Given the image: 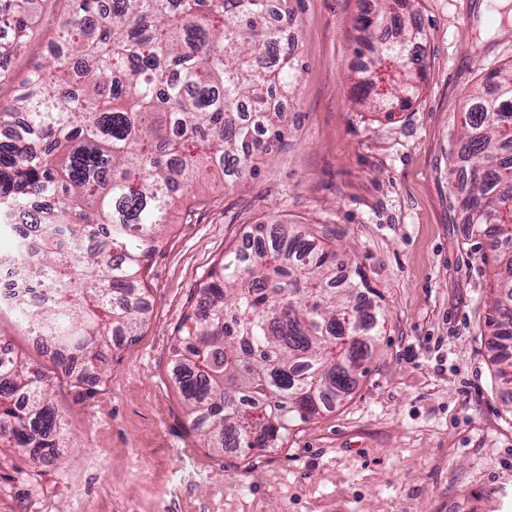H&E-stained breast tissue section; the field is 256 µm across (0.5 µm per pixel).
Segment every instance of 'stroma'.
Listing matches in <instances>:
<instances>
[{"mask_svg":"<svg viewBox=\"0 0 512 512\" xmlns=\"http://www.w3.org/2000/svg\"><path fill=\"white\" fill-rule=\"evenodd\" d=\"M483 0H411L421 91L392 114L359 104L356 29L373 0H288L299 33L285 137L256 175L199 192L170 215L148 261L145 322L118 341L92 394L74 389L0 307V339L41 368L69 443L38 461L0 446V512H512V388L492 362V259L449 171L461 107L512 67V21ZM67 0H34L37 34L12 56L0 105L45 62ZM285 224L361 268L384 298V333L353 392L283 447L207 448L192 431L171 352L200 288L252 227Z\"/></svg>","mask_w":512,"mask_h":512,"instance_id":"1","label":"stroma"}]
</instances>
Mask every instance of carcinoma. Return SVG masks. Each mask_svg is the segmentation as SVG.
I'll return each mask as SVG.
<instances>
[{
  "mask_svg": "<svg viewBox=\"0 0 512 512\" xmlns=\"http://www.w3.org/2000/svg\"><path fill=\"white\" fill-rule=\"evenodd\" d=\"M30 0H0L11 39L35 35ZM288 0H68L55 52L0 108V226L37 253L53 303L24 318L68 356L71 384L91 393L113 336H137L147 262L177 204L202 180L218 192L256 175L264 141L284 138L275 105L298 81V27ZM360 17L371 53L362 98L406 106L424 66L421 28L393 0ZM396 26L402 39L374 43ZM467 222L506 275L488 327L512 339V69L490 72L463 106ZM252 257L231 251L179 329L172 365L191 425L211 448H278L291 427L349 394L381 335L364 278L340 280L336 253L313 251L286 224H258ZM496 375L512 385V354ZM0 445L34 459L65 447L46 377L0 358Z\"/></svg>",
  "mask_w": 512,
  "mask_h": 512,
  "instance_id": "cac0c4a2",
  "label": "carcinoma"
}]
</instances>
